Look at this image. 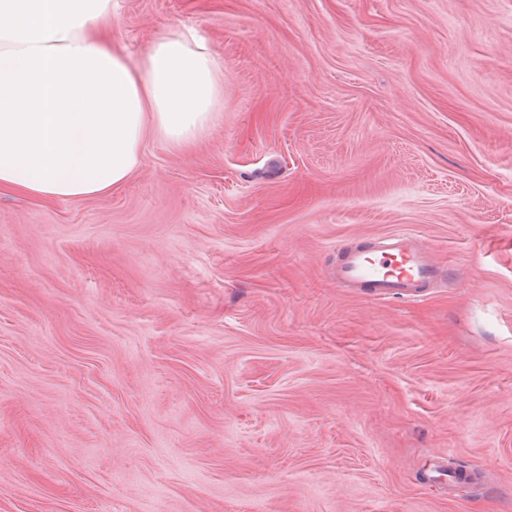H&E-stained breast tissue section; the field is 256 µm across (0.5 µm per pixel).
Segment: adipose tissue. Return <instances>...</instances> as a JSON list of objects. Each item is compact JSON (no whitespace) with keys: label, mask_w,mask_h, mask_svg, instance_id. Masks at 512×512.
<instances>
[{"label":"adipose tissue","mask_w":512,"mask_h":512,"mask_svg":"<svg viewBox=\"0 0 512 512\" xmlns=\"http://www.w3.org/2000/svg\"><path fill=\"white\" fill-rule=\"evenodd\" d=\"M114 0H0V189L78 200L122 186L146 134L185 147L215 121L224 76L193 32L138 56Z\"/></svg>","instance_id":"adipose-tissue-1"}]
</instances>
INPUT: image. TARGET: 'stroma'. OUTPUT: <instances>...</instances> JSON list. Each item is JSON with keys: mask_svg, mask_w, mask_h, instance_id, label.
<instances>
[{"mask_svg": "<svg viewBox=\"0 0 512 512\" xmlns=\"http://www.w3.org/2000/svg\"><path fill=\"white\" fill-rule=\"evenodd\" d=\"M224 102L120 188L0 192V512H512V0H117ZM408 230L417 301L337 287ZM455 462L480 486L422 475ZM337 253L333 271L336 286L376 300H418L447 276L429 245L408 231L376 236L361 245L342 246Z\"/></svg>", "mask_w": 512, "mask_h": 512, "instance_id": "obj_1", "label": "stroma"}]
</instances>
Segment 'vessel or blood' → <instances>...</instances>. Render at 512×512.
I'll return each mask as SVG.
<instances>
[{"instance_id":"obj_1","label":"vessel or blood","mask_w":512,"mask_h":512,"mask_svg":"<svg viewBox=\"0 0 512 512\" xmlns=\"http://www.w3.org/2000/svg\"><path fill=\"white\" fill-rule=\"evenodd\" d=\"M445 276V269L429 245L408 231L390 232L361 245L340 247L333 271L337 287L377 300H418L443 282Z\"/></svg>"}]
</instances>
